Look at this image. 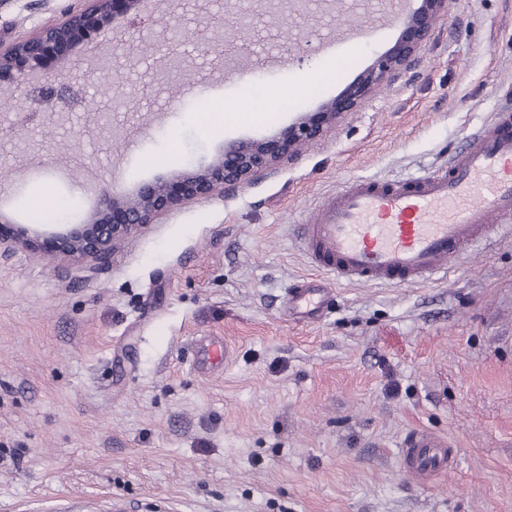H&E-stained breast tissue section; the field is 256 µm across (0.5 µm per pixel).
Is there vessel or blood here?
Here are the masks:
<instances>
[{
  "instance_id": "1",
  "label": "vessel or blood",
  "mask_w": 512,
  "mask_h": 512,
  "mask_svg": "<svg viewBox=\"0 0 512 512\" xmlns=\"http://www.w3.org/2000/svg\"><path fill=\"white\" fill-rule=\"evenodd\" d=\"M504 220H512V114L501 112L447 169L404 182L357 180L321 204L301 236L323 281L289 289L285 313L319 320L335 281L409 285L447 273ZM230 360L227 345L213 341L198 350L196 366ZM456 456L447 437L415 429L402 441L401 471L424 482L447 472Z\"/></svg>"
}]
</instances>
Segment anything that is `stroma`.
Masks as SVG:
<instances>
[{
    "instance_id": "35a3bbf8",
    "label": "stroma",
    "mask_w": 512,
    "mask_h": 512,
    "mask_svg": "<svg viewBox=\"0 0 512 512\" xmlns=\"http://www.w3.org/2000/svg\"><path fill=\"white\" fill-rule=\"evenodd\" d=\"M82 5L0 0V44ZM229 11L244 26L230 50ZM367 17L144 0L65 64L1 75L0 212L47 234L86 222L101 190L132 194L225 143L274 136L394 45L389 19L337 38V23ZM331 59L337 76L317 79ZM47 79L81 101L29 121ZM199 85L222 101L223 127L205 123ZM281 98L273 118L250 112ZM500 110L512 0H448L416 70L274 174L159 215L103 266L21 246L0 258V512H512V238L479 241L439 280L334 284L316 323L283 311L289 288L319 277L298 238L319 205L360 178L448 165ZM202 336L233 361L194 370ZM416 428L448 437L453 471L403 476Z\"/></svg>"
}]
</instances>
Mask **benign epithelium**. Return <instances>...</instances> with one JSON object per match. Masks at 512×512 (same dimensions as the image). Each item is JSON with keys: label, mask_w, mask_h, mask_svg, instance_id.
Returning <instances> with one entry per match:
<instances>
[{"label": "benign epithelium", "mask_w": 512, "mask_h": 512, "mask_svg": "<svg viewBox=\"0 0 512 512\" xmlns=\"http://www.w3.org/2000/svg\"><path fill=\"white\" fill-rule=\"evenodd\" d=\"M447 0H420L401 19L402 31L390 50L378 56L357 80L316 112H300L271 139L233 142L206 165L186 169L169 180L142 186L134 194L104 191L86 224H73L43 236L30 227H14L0 214V257L17 244L74 260L104 259L118 241L160 214L218 189L232 190L272 171L291 159L302 144L320 136L341 116L356 108L376 88L410 71L434 33L436 19ZM142 0H87L80 9L42 33L0 49V72L24 75L67 58L72 47L90 42L118 16L136 14Z\"/></svg>", "instance_id": "7a95c632"}]
</instances>
